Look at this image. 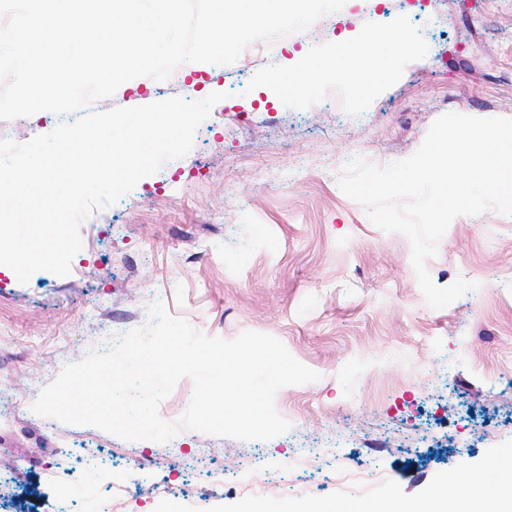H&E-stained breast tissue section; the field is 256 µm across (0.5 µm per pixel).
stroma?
<instances>
[{
    "label": "stroma",
    "instance_id": "35a3bbf8",
    "mask_svg": "<svg viewBox=\"0 0 512 512\" xmlns=\"http://www.w3.org/2000/svg\"><path fill=\"white\" fill-rule=\"evenodd\" d=\"M371 18L331 13L314 41L283 37L247 71L193 63L176 96L223 93L190 152L141 179L80 225L71 272H0V512H93L67 493L88 460L101 497L131 487L128 512H310L377 501L390 512L455 485L494 495L512 473V216L456 217L425 262L440 287L427 305L409 239L375 226L339 187L353 159L410 157L441 115L512 118V0H370ZM401 24L416 54L395 53L369 91L349 80L303 100L271 73ZM142 78L90 111L159 101ZM232 340L279 339L317 381L281 388L287 432L244 441L182 428L126 441L32 410L62 369L110 351L152 322L149 307ZM373 441L371 452L357 442ZM167 487L158 495V487Z\"/></svg>",
    "mask_w": 512,
    "mask_h": 512
}]
</instances>
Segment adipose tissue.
<instances>
[{
	"label": "adipose tissue",
	"mask_w": 512,
	"mask_h": 512,
	"mask_svg": "<svg viewBox=\"0 0 512 512\" xmlns=\"http://www.w3.org/2000/svg\"><path fill=\"white\" fill-rule=\"evenodd\" d=\"M410 46L406 30L396 26L381 37L364 34L357 44L336 43L329 52L311 56L300 76L290 80L286 89L291 97L309 94L316 80L345 77L356 82L361 89H368L383 81L388 73V52Z\"/></svg>",
	"instance_id": "adipose-tissue-1"
}]
</instances>
